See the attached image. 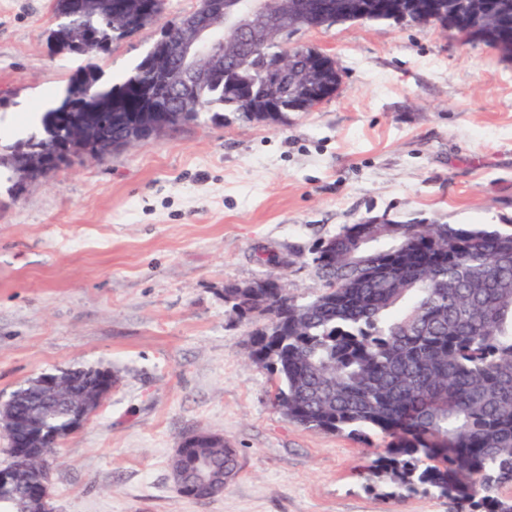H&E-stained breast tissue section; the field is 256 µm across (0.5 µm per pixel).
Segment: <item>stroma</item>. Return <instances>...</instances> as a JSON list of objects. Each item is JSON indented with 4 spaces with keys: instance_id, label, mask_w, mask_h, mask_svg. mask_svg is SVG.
<instances>
[{
    "instance_id": "stroma-1",
    "label": "stroma",
    "mask_w": 512,
    "mask_h": 512,
    "mask_svg": "<svg viewBox=\"0 0 512 512\" xmlns=\"http://www.w3.org/2000/svg\"><path fill=\"white\" fill-rule=\"evenodd\" d=\"M52 0H0V142L85 57L52 50ZM163 15L95 62L127 73ZM342 72L335 94L281 124L208 117L104 160L76 157L14 192L0 181V399L45 373L117 377L55 448L52 512H455L433 491L394 498L371 466L387 444L289 422L277 378L252 363L251 321L224 286L278 271L295 300L321 283L313 249L367 218L512 222V61L435 25L342 23L302 35ZM240 451L223 493L179 496L185 435Z\"/></svg>"
}]
</instances>
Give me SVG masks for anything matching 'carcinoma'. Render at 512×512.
Masks as SVG:
<instances>
[{
    "label": "carcinoma",
    "instance_id": "carcinoma-1",
    "mask_svg": "<svg viewBox=\"0 0 512 512\" xmlns=\"http://www.w3.org/2000/svg\"><path fill=\"white\" fill-rule=\"evenodd\" d=\"M496 36L512 45V21L498 19V0H480ZM61 15L50 33L78 38L98 33L100 43L69 80L63 96L41 117V130L27 140L0 145V168L13 170L21 151L40 147L49 157L63 152L70 116L89 92L109 109L87 118L133 117L146 104L154 81L148 50L111 85L99 83L91 58L108 50L122 19L112 10ZM290 34L264 46H228L224 72L172 96L184 122L206 114L213 121L232 114L249 122L267 119L242 102L260 98L265 63L282 53ZM336 263H313L319 293L299 303L270 282L262 288L224 285V302L239 318L262 323L250 338V357L277 375L273 405L299 425L358 438L364 429L388 438L374 460L378 473L409 493L432 489L457 512H512V224H348L334 236ZM202 455L230 473L239 451L229 442L205 440L184 449L171 468L190 470Z\"/></svg>",
    "mask_w": 512,
    "mask_h": 512
}]
</instances>
